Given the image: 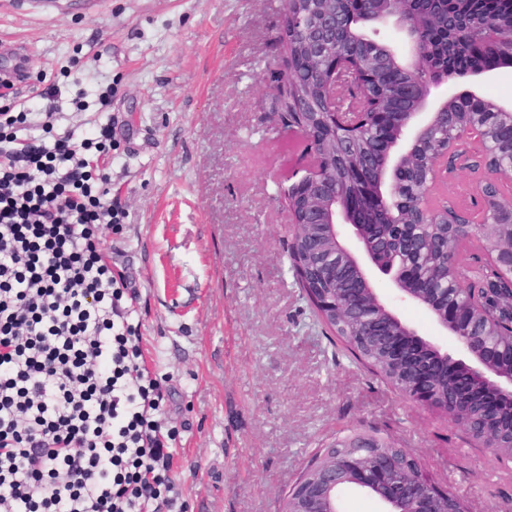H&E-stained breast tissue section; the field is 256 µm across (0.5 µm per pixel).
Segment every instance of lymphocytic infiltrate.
<instances>
[{"label": "lymphocytic infiltrate", "instance_id": "f902f5d3", "mask_svg": "<svg viewBox=\"0 0 512 512\" xmlns=\"http://www.w3.org/2000/svg\"><path fill=\"white\" fill-rule=\"evenodd\" d=\"M27 128L0 107V512H174L157 380L102 256L112 126Z\"/></svg>", "mask_w": 512, "mask_h": 512}]
</instances>
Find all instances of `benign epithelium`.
I'll return each instance as SVG.
<instances>
[{
  "label": "benign epithelium",
  "mask_w": 512,
  "mask_h": 512,
  "mask_svg": "<svg viewBox=\"0 0 512 512\" xmlns=\"http://www.w3.org/2000/svg\"><path fill=\"white\" fill-rule=\"evenodd\" d=\"M312 0H295L285 10L293 18L294 32L309 42L322 26L332 34L317 41L329 62L331 76L325 83L326 110L313 121L295 122L284 112H268L276 130L297 137L300 154L297 163L283 175L280 197L288 198V245L304 221L299 214L311 203L320 205L318 241L325 245L321 260L310 269L306 290L320 296L318 318L327 323L336 308H345L366 317V326L349 325L347 336L359 345L363 336L387 339V360L409 372L413 387L406 399L435 404L437 380L448 382L452 402L463 407L478 402L483 407L486 425L502 426L503 410L512 406V361L500 357L492 347L470 336L476 318L495 333L512 334V247H496L479 256L478 265L509 273L508 281L493 287L474 288L454 268L444 271L471 293V303L448 306V297L419 278L415 266L405 257L411 243L410 223L395 220L401 209L417 213L422 223L437 215L448 221V235L457 234L459 225L448 213V202L433 198L434 184L414 201L402 197L400 190L413 175L412 159L423 146L427 134L441 142L433 158L437 172L459 159H467L464 142L458 133H448L440 118L462 100H481L483 84L502 68L512 67V27L490 14L483 24L444 33L443 44L432 43L422 13L411 8V0H358L355 11L342 9L333 16H313ZM393 25L399 34L395 45L378 42L380 28ZM462 41L470 49L494 55L491 66L459 71L448 65L451 44ZM373 51L378 62L364 71L355 111H336V58L344 63H360L362 50ZM468 80L451 97H431V88L448 80ZM378 87L383 100L372 104L369 88ZM491 112L503 130L512 132V101L490 104ZM371 116L372 135L377 149L374 162L348 169L344 181L358 182L363 197L357 201L337 187L336 174L323 168L317 144L338 135V127H356ZM512 180V169L484 167L477 187L481 210L490 220L470 226L471 237L483 234L496 237L502 231L512 234V202L499 193L504 180ZM345 265L351 275L341 297L336 289L323 284L336 276V263ZM383 275L393 284L383 295L376 277ZM419 305L435 321L442 335L455 343V353L444 350L436 340L422 337L395 310V303ZM355 488L377 499L383 512H463L453 492L435 484L421 460L407 451L394 455L378 448L368 436H359L338 456H328L309 476L298 480L283 499L281 512H344L345 493Z\"/></svg>",
  "instance_id": "1"
}]
</instances>
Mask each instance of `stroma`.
<instances>
[{
    "mask_svg": "<svg viewBox=\"0 0 512 512\" xmlns=\"http://www.w3.org/2000/svg\"><path fill=\"white\" fill-rule=\"evenodd\" d=\"M285 0H0L21 88L55 87V132L112 123L105 233L145 366L156 376L185 512H280L310 456L380 434L465 512H512V467L436 410L405 402L330 338L288 261L265 117Z\"/></svg>",
    "mask_w": 512,
    "mask_h": 512,
    "instance_id": "1",
    "label": "stroma"
}]
</instances>
